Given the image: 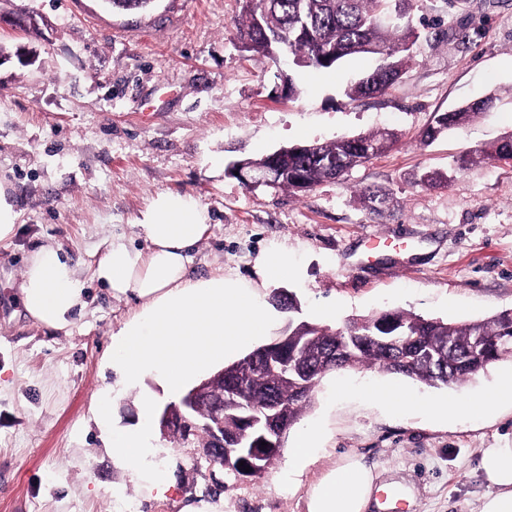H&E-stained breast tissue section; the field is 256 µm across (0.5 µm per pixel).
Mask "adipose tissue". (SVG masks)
<instances>
[{
	"instance_id": "ef3b65f1",
	"label": "adipose tissue",
	"mask_w": 512,
	"mask_h": 512,
	"mask_svg": "<svg viewBox=\"0 0 512 512\" xmlns=\"http://www.w3.org/2000/svg\"><path fill=\"white\" fill-rule=\"evenodd\" d=\"M208 221L207 210L194 197L158 195L137 223L146 248L117 233L97 261L95 280L113 297H133L140 303L112 334L111 368L116 378L98 395L99 425H107L111 401L145 377H155L167 396L180 397L206 373L267 336L270 317L258 304V289L221 276L189 278L188 268ZM18 295L28 317L53 330L71 326L88 306L77 266L49 244L40 245L26 262ZM371 395L396 410L418 406L437 415L485 412L512 399V382L479 399L447 404H416L401 387L375 389ZM108 452L113 465L132 476L142 498L165 499L174 487L175 453L159 447L148 430H113ZM480 469L491 491L478 512H512V448L484 449ZM378 479L361 457L344 456L310 483L306 512H369L377 501Z\"/></svg>"
}]
</instances>
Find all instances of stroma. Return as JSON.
Instances as JSON below:
<instances>
[{
  "mask_svg": "<svg viewBox=\"0 0 512 512\" xmlns=\"http://www.w3.org/2000/svg\"><path fill=\"white\" fill-rule=\"evenodd\" d=\"M244 0H156L116 11L105 0H0V14L33 13L39 33L0 25V189L17 213L0 241V512H115L111 486L126 487L134 512H179L184 495L223 501V512H305V487L285 488L280 453L258 478L194 463L192 448L161 433L170 399L153 377L114 402L119 426L144 425L178 456L168 500L146 502L115 469L90 424L105 383L110 332L133 304L86 281V315L61 331L26 317L16 283L39 245H61L90 270L112 232L132 233L161 193L189 194L210 225L190 275L261 281L258 261L288 254L299 316L327 327L383 310L464 322L512 310V160H459L512 133V0H415L414 59L385 94L352 100L344 88L372 62L336 71L298 69V95L281 96L278 68L238 48ZM25 47L30 62L15 51ZM494 95L493 107L432 143L434 113ZM378 129L392 150L300 196L251 189L228 171L302 142H331ZM423 169L453 174L416 185ZM388 196L381 213L361 190ZM490 365L461 388L406 381L417 399L464 397L504 375ZM377 369L328 374L289 435L318 425L323 438L305 478L356 454L386 489L405 494L402 512H475L489 486L486 448L512 447V401L491 415L435 419L395 412L370 387L397 383ZM153 397L149 414L141 394Z\"/></svg>",
  "mask_w": 512,
  "mask_h": 512,
  "instance_id": "35a3bbf8",
  "label": "stroma"
}]
</instances>
